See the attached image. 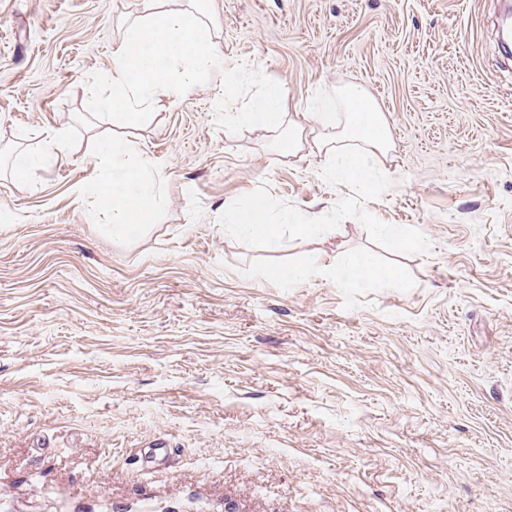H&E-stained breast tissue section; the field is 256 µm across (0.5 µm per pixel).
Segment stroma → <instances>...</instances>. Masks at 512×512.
Listing matches in <instances>:
<instances>
[{
  "mask_svg": "<svg viewBox=\"0 0 512 512\" xmlns=\"http://www.w3.org/2000/svg\"><path fill=\"white\" fill-rule=\"evenodd\" d=\"M162 6L198 10L223 64L117 121L143 0H0V512H512L501 0ZM269 85L287 122L263 139L243 113ZM355 89L390 150L339 183L290 136L325 97L346 124ZM51 129L66 159L13 173ZM102 135L158 162L127 236ZM259 198L277 239L229 226ZM362 255L393 281L349 280ZM111 199L112 233L117 236L127 234L132 224L139 222L140 216L155 202L153 191L127 196L126 191L107 195Z\"/></svg>",
  "mask_w": 512,
  "mask_h": 512,
  "instance_id": "35a3bbf8",
  "label": "stroma"
}]
</instances>
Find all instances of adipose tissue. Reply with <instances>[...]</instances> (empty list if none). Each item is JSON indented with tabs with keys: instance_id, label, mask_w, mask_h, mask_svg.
Returning a JSON list of instances; mask_svg holds the SVG:
<instances>
[{
	"instance_id": "obj_1",
	"label": "adipose tissue",
	"mask_w": 512,
	"mask_h": 512,
	"mask_svg": "<svg viewBox=\"0 0 512 512\" xmlns=\"http://www.w3.org/2000/svg\"><path fill=\"white\" fill-rule=\"evenodd\" d=\"M214 65V46L201 19L188 12L165 10L160 0H147L140 22L113 51L111 93L105 104L124 110L174 101L182 89L196 84ZM364 102L363 91L350 93L347 105L356 117L342 128L337 127L334 113L313 115L319 131L312 145L329 157L327 173L341 182L367 177L368 161L390 149L385 122L380 113L365 111ZM283 117L282 97L274 86L268 87L246 114L252 130L263 138L281 127ZM154 201L151 191L113 194V234H127Z\"/></svg>"
}]
</instances>
